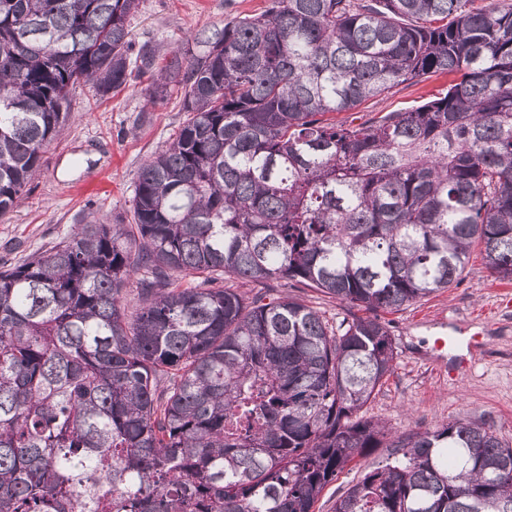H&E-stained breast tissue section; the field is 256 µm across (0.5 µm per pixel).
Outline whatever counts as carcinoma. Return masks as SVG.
<instances>
[{
	"label": "carcinoma",
	"instance_id": "obj_1",
	"mask_svg": "<svg viewBox=\"0 0 512 512\" xmlns=\"http://www.w3.org/2000/svg\"><path fill=\"white\" fill-rule=\"evenodd\" d=\"M139 0H0V215L77 85L153 74L189 117L141 166L131 224L94 214L0 270V512H512V446L459 417L390 442L361 415L396 359L381 311L457 282L472 247L512 280V6L269 0L156 68ZM440 96L327 123L394 88ZM141 275L140 307L123 290ZM198 285L179 288L173 277ZM302 283L365 316L334 326ZM214 287H232L238 289L240 293L252 297L256 293H265L267 288L270 293L290 295L305 301L310 306L321 311L330 323L338 325L343 319L352 320L354 316L362 315L357 308L350 309L335 299L329 298L312 288H306L303 285L287 282L286 280H274L267 283L265 287L250 282L237 279L221 280L214 284ZM394 452L393 448H375L370 456L356 458L324 489L315 506V512H333L332 506L336 499L362 477L369 465L379 462L384 464Z\"/></svg>",
	"mask_w": 512,
	"mask_h": 512
}]
</instances>
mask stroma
<instances>
[{
	"label": "stroma",
	"mask_w": 512,
	"mask_h": 512,
	"mask_svg": "<svg viewBox=\"0 0 512 512\" xmlns=\"http://www.w3.org/2000/svg\"><path fill=\"white\" fill-rule=\"evenodd\" d=\"M268 0H140L129 19L133 47L148 45L165 64L171 50L188 46L198 30L260 12ZM433 76L367 100L355 112L333 114L336 122H363L379 113L419 104L447 86ZM183 93L171 87L164 100L151 99L143 77L102 99L78 86L66 123L46 145L39 171L22 203L0 216V269L47 252L72 237L88 213L110 224L131 221V203L142 163L170 142L187 119ZM272 292L305 301L332 324L357 316V309L300 284L274 280ZM396 360L391 375L365 407L366 417L384 421L392 436L434 429L456 417L490 425L512 444V282H503L472 249L461 279L422 301L386 313ZM457 332L456 350H439L437 338ZM478 335V345L465 343ZM388 448L355 459L323 491L315 512H332L336 499L367 467L391 457Z\"/></svg>",
	"instance_id": "1"
}]
</instances>
